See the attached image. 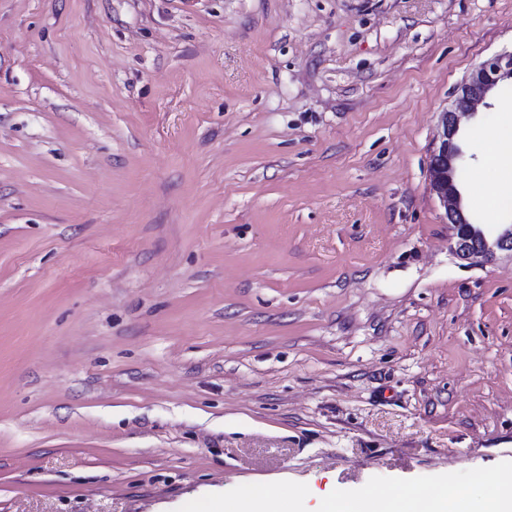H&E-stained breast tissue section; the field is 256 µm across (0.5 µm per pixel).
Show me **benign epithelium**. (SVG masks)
Segmentation results:
<instances>
[{
    "label": "benign epithelium",
    "instance_id": "benign-epithelium-1",
    "mask_svg": "<svg viewBox=\"0 0 512 512\" xmlns=\"http://www.w3.org/2000/svg\"><path fill=\"white\" fill-rule=\"evenodd\" d=\"M512 81V51L496 54L473 69L453 90L454 100L439 113L438 134L429 156L430 188L455 228V249L464 260H491L499 252L512 254V225L508 224L489 243L467 224L462 196L455 180L457 164L463 159L458 144L462 119L489 108L488 97L502 82Z\"/></svg>",
    "mask_w": 512,
    "mask_h": 512
}]
</instances>
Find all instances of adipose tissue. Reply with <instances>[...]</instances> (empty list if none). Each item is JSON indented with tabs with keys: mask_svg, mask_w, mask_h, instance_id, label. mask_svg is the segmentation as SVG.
Listing matches in <instances>:
<instances>
[{
	"mask_svg": "<svg viewBox=\"0 0 512 512\" xmlns=\"http://www.w3.org/2000/svg\"><path fill=\"white\" fill-rule=\"evenodd\" d=\"M487 149L480 159L484 171H498L499 180L479 199L487 212H496L503 197L512 194V171H505L503 159L512 156V121L485 133ZM305 492L274 490L256 484L242 495L206 503L203 512H303ZM314 512H512V472L481 486L479 502H472L467 491L451 481L428 483L426 488L403 490L370 488L358 494L330 492L317 502Z\"/></svg>",
	"mask_w": 512,
	"mask_h": 512,
	"instance_id": "adipose-tissue-1",
	"label": "adipose tissue"
}]
</instances>
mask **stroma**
Wrapping results in <instances>:
<instances>
[{"label": "stroma", "mask_w": 512, "mask_h": 512, "mask_svg": "<svg viewBox=\"0 0 512 512\" xmlns=\"http://www.w3.org/2000/svg\"><path fill=\"white\" fill-rule=\"evenodd\" d=\"M511 49L512 0H0V512L512 470V256L428 170ZM506 80L512 81V50L496 54L473 69L454 88L452 104L439 113L438 134L429 156L430 188L444 208L449 224H454L455 249L464 260H492L497 252H509L512 256V225H505L493 243L484 241L483 235L467 224L456 182L463 172L462 167L457 169L463 159L457 139L462 119L476 116L480 108H490V93Z\"/></svg>", "instance_id": "1"}]
</instances>
